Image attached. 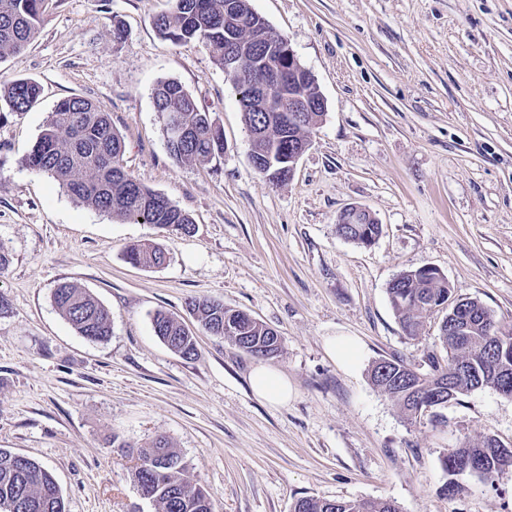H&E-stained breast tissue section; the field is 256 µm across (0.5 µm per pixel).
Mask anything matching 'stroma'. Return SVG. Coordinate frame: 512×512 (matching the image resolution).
I'll list each match as a JSON object with an SVG mask.
<instances>
[{
  "label": "stroma",
  "mask_w": 512,
  "mask_h": 512,
  "mask_svg": "<svg viewBox=\"0 0 512 512\" xmlns=\"http://www.w3.org/2000/svg\"><path fill=\"white\" fill-rule=\"evenodd\" d=\"M287 38L326 102L291 178L253 168L230 76L200 44L162 39L172 0H49L24 51L0 62L43 92L28 111L0 97V448L55 478L66 512H156L117 441L165 436L215 512H291L297 498L373 499L400 512H512V469L489 485L458 476L441 494L450 449L493 436L512 448V397L481 387L408 421L375 388L382 358L420 364L442 352L441 315L407 337L387 288L404 271L438 268L457 294L512 320V0H250ZM122 39H115L114 28ZM178 81L224 132L203 164L168 153L152 90ZM79 96L112 119L125 169L187 213L192 233L112 218L76 204L45 173L22 167L56 103ZM358 206L382 226L365 246L336 232ZM133 243L164 265L137 267ZM70 282L112 316L108 340L81 336L53 292ZM216 297L280 336L269 366L287 404L250 385L258 358L202 332L186 307ZM165 311L192 331L186 359L154 333ZM361 346L356 366L329 338ZM125 259L133 265L151 267L162 265L165 255L159 247L133 244L127 248Z\"/></svg>",
  "instance_id": "1"
}]
</instances>
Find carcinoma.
Segmentation results:
<instances>
[{
    "mask_svg": "<svg viewBox=\"0 0 512 512\" xmlns=\"http://www.w3.org/2000/svg\"><path fill=\"white\" fill-rule=\"evenodd\" d=\"M46 0H0V62L25 50L44 22ZM250 0H174L172 11L155 20L160 36L175 44L198 43L211 53L214 64L224 68V37L241 34L249 41L235 51L243 70L255 79H266L271 72L288 68L284 41L269 34V26L249 7ZM238 102L243 110L251 138L250 156L264 161L257 172L278 182L288 180V144L299 143L322 120L323 113H306V126H287L281 109L288 106V93L303 89L316 96L311 84L300 85L294 78L276 88L269 110L256 112L247 103L250 95L245 80L234 81ZM41 88L32 80H16L4 91L15 112L27 111L39 98ZM155 110L177 111L189 137L174 141L166 138L167 150L178 162L205 163L224 152V134L202 112L181 84L173 80L158 82L153 91ZM125 144L112 131L109 113L88 99L72 97L57 102L22 166L43 172L58 181L76 202L109 215L145 224L165 231L189 234L194 225L184 211L168 198L155 192L123 166ZM379 225L362 218L360 224H338L341 237L370 245ZM125 259L145 267L160 266L164 252L155 246L133 244ZM392 307L401 328L409 337L418 336L421 319L433 311V305L453 297V289L443 276L413 275L403 272L388 287ZM58 312L82 336L104 341L111 334L109 310L92 294L71 284L59 286L53 295ZM204 330L222 336L242 350L260 357L274 358V331L247 317L246 312L227 308L224 302L194 298L188 303ZM463 318V335H448V326L439 328L446 355H425L429 371L411 369L398 356L385 359L389 375L372 368V385L393 399L407 419H417L412 392L427 394L443 381L451 383L454 396L488 386L512 396V322L496 317L480 302L471 301ZM153 329L171 350L186 359L196 355L194 337L175 317L158 311ZM133 479L158 509V512H214L213 497L194 479L182 457L164 437H157L137 449ZM492 483L497 473L512 467V450L489 436L465 448H453L442 459V467L455 482V476L470 466ZM0 512H65L63 497L53 477L33 459L0 449ZM292 512H399L386 500H343L301 497Z\"/></svg>",
    "mask_w": 512,
    "mask_h": 512,
    "instance_id": "cac0c4a2",
    "label": "carcinoma"
}]
</instances>
